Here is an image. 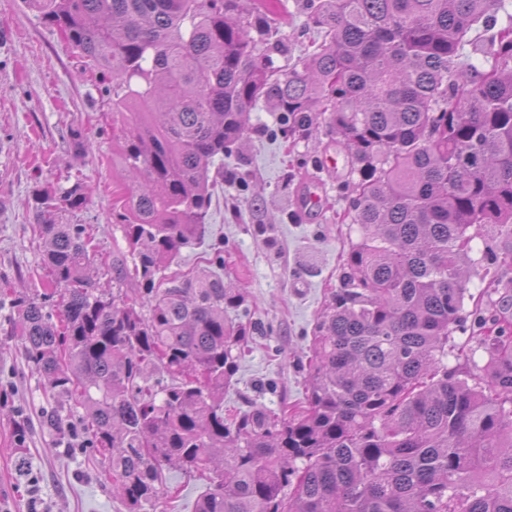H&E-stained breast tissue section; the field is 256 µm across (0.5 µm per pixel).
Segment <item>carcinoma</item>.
<instances>
[{
  "label": "carcinoma",
  "instance_id": "1",
  "mask_svg": "<svg viewBox=\"0 0 512 512\" xmlns=\"http://www.w3.org/2000/svg\"><path fill=\"white\" fill-rule=\"evenodd\" d=\"M126 118L129 253L103 259L62 213L83 182L32 194L50 291L18 293L28 367L71 409L77 448L108 456L128 512H157L165 471L208 473L195 512H512V295L483 374L448 368L469 293V229L512 241V14L504 0H309L322 34L279 77L261 0H26ZM492 32L485 70L464 53ZM340 137L360 241L313 337L306 405L224 417L246 330L207 266L162 275L205 233L212 186L250 112ZM134 270H129L127 257ZM108 265L112 283L98 266ZM140 301L123 291L129 275Z\"/></svg>",
  "mask_w": 512,
  "mask_h": 512
}]
</instances>
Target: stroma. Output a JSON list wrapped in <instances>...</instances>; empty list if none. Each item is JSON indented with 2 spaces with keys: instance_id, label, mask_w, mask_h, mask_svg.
Returning a JSON list of instances; mask_svg holds the SVG:
<instances>
[{
  "instance_id": "35a3bbf8",
  "label": "stroma",
  "mask_w": 512,
  "mask_h": 512,
  "mask_svg": "<svg viewBox=\"0 0 512 512\" xmlns=\"http://www.w3.org/2000/svg\"><path fill=\"white\" fill-rule=\"evenodd\" d=\"M268 9L271 35L260 51L283 74L317 33L306 25L302 0H268ZM112 119L111 92L58 29L27 0H0V512H127L94 451H66L68 427L45 425L56 405L45 379L25 361L11 304L12 292L48 286L28 203L35 182L67 187L82 181L89 202L69 214L68 223L91 229L102 254L127 251L115 218L124 191ZM74 129L91 141L90 150L76 146ZM312 183L319 184L323 202L308 212L299 200ZM352 197L342 146L326 136L289 134L267 107L252 112L243 141L224 161L204 237L182 248L167 269L188 275L223 255L225 281L245 297L227 314L251 332L236 382L224 394L226 413L261 407L277 414L304 401L315 325L360 239L349 215ZM471 247L476 266L468 312L512 287V258L488 231ZM487 334L465 318L448 338L449 367L481 374ZM21 419L27 422L22 445L16 436ZM167 485V512H195L206 482L173 471Z\"/></svg>"
}]
</instances>
